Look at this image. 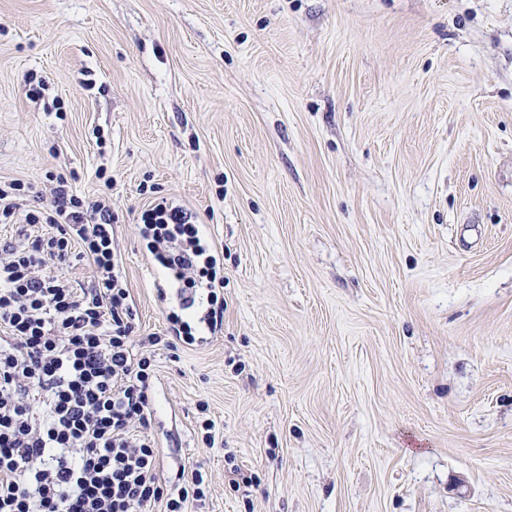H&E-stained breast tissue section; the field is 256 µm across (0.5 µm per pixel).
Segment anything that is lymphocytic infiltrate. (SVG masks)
I'll return each instance as SVG.
<instances>
[{
  "mask_svg": "<svg viewBox=\"0 0 512 512\" xmlns=\"http://www.w3.org/2000/svg\"><path fill=\"white\" fill-rule=\"evenodd\" d=\"M52 181L49 203L23 210L24 183H0V224L24 218L28 235L0 245V512H187L208 487L201 473L169 489L148 433L152 348L167 338L134 337L130 292L112 244V207ZM140 233L167 271L179 307L199 295L208 324L224 314L216 290L218 253L183 206L161 199ZM80 258L94 271L77 288L61 268Z\"/></svg>",
  "mask_w": 512,
  "mask_h": 512,
  "instance_id": "f902f5d3",
  "label": "lymphocytic infiltrate"
}]
</instances>
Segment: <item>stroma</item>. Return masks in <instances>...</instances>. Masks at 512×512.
Wrapping results in <instances>:
<instances>
[{"label":"stroma","instance_id":"1","mask_svg":"<svg viewBox=\"0 0 512 512\" xmlns=\"http://www.w3.org/2000/svg\"><path fill=\"white\" fill-rule=\"evenodd\" d=\"M50 172L109 198L137 335L149 205L218 250L221 329L154 353L192 512H512V0H0V180Z\"/></svg>","mask_w":512,"mask_h":512}]
</instances>
